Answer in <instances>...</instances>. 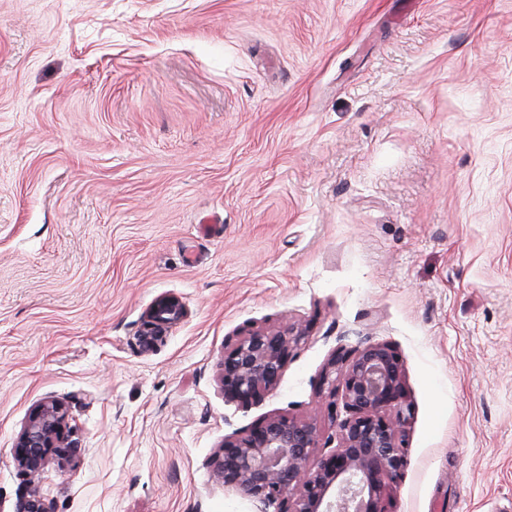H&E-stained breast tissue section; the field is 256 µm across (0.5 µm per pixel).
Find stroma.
I'll use <instances>...</instances> for the list:
<instances>
[{
	"instance_id": "35a3bbf8",
	"label": "stroma",
	"mask_w": 512,
	"mask_h": 512,
	"mask_svg": "<svg viewBox=\"0 0 512 512\" xmlns=\"http://www.w3.org/2000/svg\"><path fill=\"white\" fill-rule=\"evenodd\" d=\"M287 321L277 386L225 401V347ZM365 340L414 409L388 512H512V0H0V512L48 399L54 512H258L211 456L269 416L333 450ZM185 316V308L176 298L160 299L148 312L140 332L141 342L145 347H153L162 341L168 329ZM72 433L63 402L47 400L34 407L15 443L16 460L30 483L39 479L51 461L66 458L68 448H74Z\"/></svg>"
}]
</instances>
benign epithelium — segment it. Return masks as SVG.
I'll list each match as a JSON object with an SVG mask.
<instances>
[{
	"instance_id": "1",
	"label": "benign epithelium",
	"mask_w": 512,
	"mask_h": 512,
	"mask_svg": "<svg viewBox=\"0 0 512 512\" xmlns=\"http://www.w3.org/2000/svg\"><path fill=\"white\" fill-rule=\"evenodd\" d=\"M185 316L176 298L160 299L140 332L144 346L163 340ZM306 328L286 323L276 329H250L224 348V399L247 408L274 389ZM398 353L384 343L365 341L339 348L329 359L323 381L330 386L325 409L339 444L320 457L316 425L273 416L242 436L224 439L210 462L216 480L259 501L261 512H388L391 485L407 466L405 437L412 405L405 392ZM73 447L69 411L58 400L39 403L17 437L18 465L33 483L45 466L66 458ZM15 512H53L36 490Z\"/></svg>"
}]
</instances>
